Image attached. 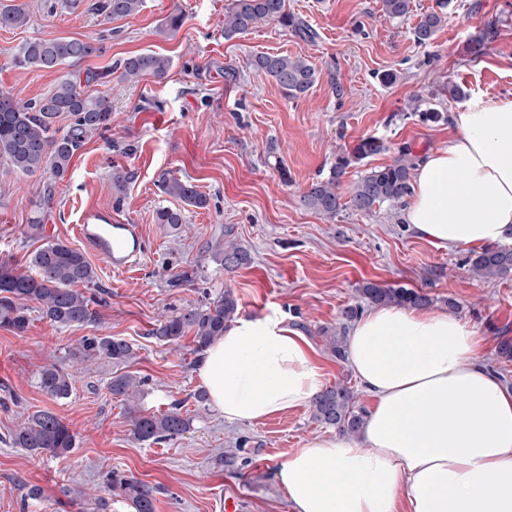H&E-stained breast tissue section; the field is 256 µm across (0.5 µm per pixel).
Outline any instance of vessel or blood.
I'll use <instances>...</instances> for the list:
<instances>
[{"instance_id": "obj_1", "label": "vessel or blood", "mask_w": 512, "mask_h": 512, "mask_svg": "<svg viewBox=\"0 0 512 512\" xmlns=\"http://www.w3.org/2000/svg\"><path fill=\"white\" fill-rule=\"evenodd\" d=\"M76 232L116 270L131 266L145 249V241L135 224L92 222L77 225Z\"/></svg>"}]
</instances>
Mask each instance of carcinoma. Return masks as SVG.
I'll return each mask as SVG.
<instances>
[{
	"label": "carcinoma",
	"instance_id": "cac0c4a2",
	"mask_svg": "<svg viewBox=\"0 0 512 512\" xmlns=\"http://www.w3.org/2000/svg\"><path fill=\"white\" fill-rule=\"evenodd\" d=\"M381 12L389 19H399L411 12V0H380ZM449 0H438L437 8L423 14L414 29L415 41L426 44L445 22L444 9ZM143 0H101L97 10L109 19L127 18L141 11ZM277 22L291 28L299 36L310 39L313 33L295 21L285 9V0H232L224 13V38L231 39L264 23ZM28 23L24 4H0V30L19 29ZM103 51L102 40L37 38L22 44L15 63L49 71H64L43 96L21 102L0 90V159L24 174L48 172L55 178L66 174L75 153L95 135L112 125V101L104 95H90L81 85L98 83L110 75L108 71L86 70L84 74L67 68ZM171 58L154 52L127 56L115 66L121 80L136 83L145 75L158 80L167 78ZM249 66L274 81L290 98L306 94L318 81V71L306 59L280 54L258 53ZM70 118L66 131L56 128V119ZM389 150L378 137H366L348 150L336 155L329 176L311 183L302 196L309 209L327 219H334L347 206L357 212H370L388 202L403 203L411 195L416 160L408 147L398 150L391 163L374 167L351 187L348 202H342L339 185L347 170L366 159ZM163 192L195 208L208 206V198L195 186L171 177L162 184ZM182 210L161 207L155 221L179 229ZM211 258L227 272L252 263L250 253L233 241L216 240L207 245ZM477 278H500L512 274V248L488 246L471 260ZM97 272L86 256L60 239L44 243L29 257V269L20 271L0 264V328L17 335L25 333L30 318L26 302L34 300L42 316L58 327L94 323L97 312L93 306L102 300L79 286L96 284ZM360 298L370 305L427 307L433 299L413 288L384 286L366 281L358 288ZM359 304L343 311L344 323L332 330L324 328L327 349L336 357L344 356L346 323L362 313ZM238 314L235 293L227 289L220 297L202 305L188 307L159 320L150 335L163 344H175L192 334L196 350L202 351L217 338ZM79 356L84 362L106 360L113 365L127 366L136 357L132 344L117 336H85L80 342ZM75 375L57 364L46 365L38 372L37 385L53 400L71 395ZM145 380L132 372L115 373L107 384L109 393L125 406L131 420V433L139 441L157 443L177 438L190 430V419L174 407L165 412L148 413L141 406ZM357 395L344 383L325 388L311 403L313 418L343 434L358 432L363 413L356 409ZM14 448L33 453L64 457L74 448L76 433L51 410H39L27 417L9 437ZM106 491L131 503L134 512H155L156 488L134 477L116 471L105 476Z\"/></svg>",
	"mask_w": 512,
	"mask_h": 512
}]
</instances>
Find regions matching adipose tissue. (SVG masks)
Masks as SVG:
<instances>
[{"label":"adipose tissue","instance_id":"ef3b65f1","mask_svg":"<svg viewBox=\"0 0 512 512\" xmlns=\"http://www.w3.org/2000/svg\"><path fill=\"white\" fill-rule=\"evenodd\" d=\"M447 146L417 163L402 221L440 249L512 242V99L451 115ZM461 318L374 306L345 365L371 400L352 436L317 434L275 476L292 512H512V392ZM211 408L257 423L325 388L315 352L284 317L241 316L201 353Z\"/></svg>","mask_w":512,"mask_h":512}]
</instances>
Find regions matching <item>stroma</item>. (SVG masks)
<instances>
[{
    "instance_id": "1",
    "label": "stroma",
    "mask_w": 512,
    "mask_h": 512,
    "mask_svg": "<svg viewBox=\"0 0 512 512\" xmlns=\"http://www.w3.org/2000/svg\"><path fill=\"white\" fill-rule=\"evenodd\" d=\"M96 2L81 0L70 11L62 0H25L27 27L0 30V87L17 100L42 96L57 79L17 67L20 44L58 37L102 39L104 53L78 68L108 72L106 83L90 92L112 101L111 129L84 144L63 179L25 175L0 161V263L27 269L30 253L52 238L81 248L74 227L89 213L140 225L147 249L122 273L87 251L105 298L95 323L54 326L32 301L25 335L0 328V512H93L110 470L157 486L156 512H220L229 496L240 512H291L275 466L323 433L309 407L255 424L224 421L194 398L202 385L192 336L165 345L150 335L161 315L227 289L236 294L240 315L283 314L316 349L327 385L352 387L356 379L326 349L320 328L341 324L343 310L359 303L363 281L423 290L434 307L456 302L457 316L483 336V356L512 389V360L499 354L501 339L512 340V276L473 277L468 260L476 247L448 251L416 237L401 220L402 205L369 213L347 208L327 220L300 203L312 182L328 176L337 154L361 138L380 137L390 147L365 160L367 169L390 163L403 146L420 156L447 145L446 116L463 100L512 98V0H451L446 22L425 45L412 31L436 0H412L410 16L398 20L383 18L379 0H285L286 10L314 32L311 40L275 22L225 39L231 0H145L137 15L114 20L95 11ZM173 13L183 22L171 34L165 22ZM491 30L496 36L485 54L471 59V40ZM142 52L171 58L167 79L147 75L125 83L112 75L116 62ZM261 52L307 59L320 73L318 83L305 96L288 98L249 68ZM228 65L236 80L225 79ZM387 72L395 73L393 83L383 82ZM452 85L463 98L449 95ZM430 109L442 112V121L422 120ZM116 165L131 175L120 197L112 190ZM173 176L209 200L207 207L183 209L182 231L155 222L157 208L178 206L160 189L162 178ZM48 192L44 234L30 236ZM226 232L250 251L251 265L228 272L211 259L207 241ZM98 334L133 345L128 369L146 380L144 409L180 404L191 420L188 433L158 443L132 436L123 405L107 389L113 365H86L76 356L81 339ZM53 362L75 374L67 399H50L37 386L38 370ZM42 409L76 432L67 458L10 444L9 434ZM240 440L243 452L234 465L224 464L222 453ZM33 487L38 496L30 495ZM69 488L80 489V497L66 496Z\"/></svg>"
}]
</instances>
